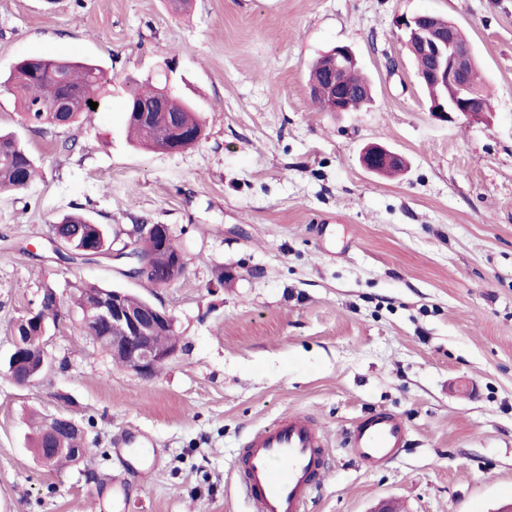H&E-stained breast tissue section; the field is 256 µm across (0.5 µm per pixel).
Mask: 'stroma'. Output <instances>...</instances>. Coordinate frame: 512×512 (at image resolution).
I'll list each match as a JSON object with an SVG mask.
<instances>
[{"instance_id": "1", "label": "stroma", "mask_w": 512, "mask_h": 512, "mask_svg": "<svg viewBox=\"0 0 512 512\" xmlns=\"http://www.w3.org/2000/svg\"><path fill=\"white\" fill-rule=\"evenodd\" d=\"M431 12L471 41L492 97L479 120L429 111L394 21ZM339 44L373 87L355 112L309 96L313 62ZM29 55L80 56L111 74L90 121L29 130L0 89V128L39 167L0 198V512H252L235 461L277 419L329 445L306 512H495L512 500V0H0V76ZM171 71L205 126L195 147L128 142L126 75ZM406 161L372 173L364 148ZM71 212L131 244L166 224L178 280L155 286L111 261L73 266L49 242ZM142 296L174 318L178 352L154 375L114 364L70 321L46 336L54 370L6 372L17 321L45 286L76 280ZM70 414L83 462L41 465L30 411ZM374 411L407 441L376 465L346 432ZM149 435V472L125 442Z\"/></svg>"}]
</instances>
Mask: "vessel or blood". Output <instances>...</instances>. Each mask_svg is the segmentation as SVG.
Wrapping results in <instances>:
<instances>
[{
	"instance_id": "vessel-or-blood-1",
	"label": "vessel or blood",
	"mask_w": 512,
	"mask_h": 512,
	"mask_svg": "<svg viewBox=\"0 0 512 512\" xmlns=\"http://www.w3.org/2000/svg\"><path fill=\"white\" fill-rule=\"evenodd\" d=\"M406 435L402 422L376 413L358 423L350 450L365 461L395 455ZM328 455L324 435L308 420L285 417L257 429L242 449L237 479L254 512H305Z\"/></svg>"
}]
</instances>
